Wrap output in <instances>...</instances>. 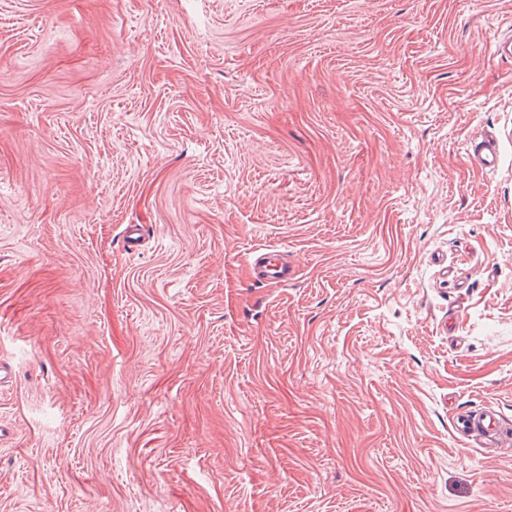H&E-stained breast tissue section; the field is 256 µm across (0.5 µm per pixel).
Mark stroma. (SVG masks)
Segmentation results:
<instances>
[{
    "label": "stroma",
    "mask_w": 512,
    "mask_h": 512,
    "mask_svg": "<svg viewBox=\"0 0 512 512\" xmlns=\"http://www.w3.org/2000/svg\"><path fill=\"white\" fill-rule=\"evenodd\" d=\"M508 37L512 0H0V512H512L453 420L512 436ZM467 160L471 167L481 170H495L499 163V145L496 137L486 135L480 141L467 147ZM263 250L266 251L257 254L251 263L254 278L274 283H287L294 273L280 258V252L269 248ZM457 427L464 431L481 448H499L508 445V436L502 430L497 414L490 410L458 413L455 416ZM487 441L494 447H483Z\"/></svg>",
    "instance_id": "1"
}]
</instances>
